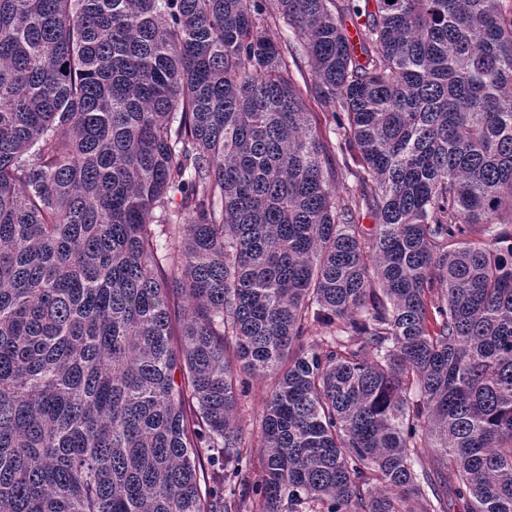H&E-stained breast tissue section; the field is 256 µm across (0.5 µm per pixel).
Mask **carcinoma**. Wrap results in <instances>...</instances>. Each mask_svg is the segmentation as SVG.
<instances>
[{
	"instance_id": "obj_1",
	"label": "carcinoma",
	"mask_w": 512,
	"mask_h": 512,
	"mask_svg": "<svg viewBox=\"0 0 512 512\" xmlns=\"http://www.w3.org/2000/svg\"><path fill=\"white\" fill-rule=\"evenodd\" d=\"M505 224L512 0H0V512H239L244 374L252 512H512ZM292 69L297 82V86L301 90L309 106V112H312V126L318 131L324 133L325 128L328 127L331 121V111L334 110V107H329L326 109L314 102L313 97L310 94V90H308L311 88V70L306 60H303L301 64H299V71L295 66H293ZM247 382L246 393L240 396L239 404L235 413L236 424L240 428L246 441L252 442L251 457L236 467L233 477L236 489L241 491L245 488L255 487L260 483L262 477V455L256 439L260 431L262 419V402L266 395L268 381L257 377H244ZM238 469V471H237Z\"/></svg>"
}]
</instances>
